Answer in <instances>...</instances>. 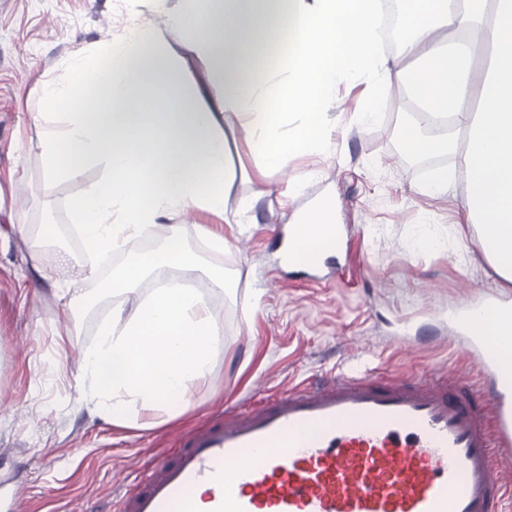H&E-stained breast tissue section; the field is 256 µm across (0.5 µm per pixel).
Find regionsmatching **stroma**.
<instances>
[{"mask_svg": "<svg viewBox=\"0 0 512 512\" xmlns=\"http://www.w3.org/2000/svg\"><path fill=\"white\" fill-rule=\"evenodd\" d=\"M117 15L151 20L156 2L0 0V501L14 503L15 512H84L118 500L178 432L225 407L256 406L339 371L382 380L445 368L467 385L479 382L448 315L512 298V288L502 287L477 248V226L465 221V179L439 195L423 190L457 158L403 154L400 131L419 111L405 86L388 89L377 117L361 123L353 115L363 88L343 83L328 114L327 153L295 156L264 173L249 144L232 149L224 252H209L199 231L216 216L196 209L181 224V241L198 258L190 284L205 285L210 270L224 272L223 286L205 285L220 342L209 381L191 390L189 408L178 415L159 409L146 428L120 427L83 401L71 374L117 299L83 278L68 202L105 169L90 163L77 178L48 180L43 128L31 112L42 85L64 81L76 60L91 58ZM297 176L299 192L281 196ZM325 197L338 204L342 252L315 268L284 265L278 245L290 223ZM421 235L438 238L443 249L412 248ZM35 254L51 279L70 280L72 306L35 286ZM65 331L71 344L63 349Z\"/></svg>", "mask_w": 512, "mask_h": 512, "instance_id": "1", "label": "stroma"}]
</instances>
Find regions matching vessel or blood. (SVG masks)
Returning a JSON list of instances; mask_svg holds the SVG:
<instances>
[{
  "label": "vessel or blood",
  "mask_w": 512,
  "mask_h": 512,
  "mask_svg": "<svg viewBox=\"0 0 512 512\" xmlns=\"http://www.w3.org/2000/svg\"><path fill=\"white\" fill-rule=\"evenodd\" d=\"M485 399L448 372L377 381L345 372L182 434L115 512H504L512 389L476 327Z\"/></svg>",
  "instance_id": "obj_1"
}]
</instances>
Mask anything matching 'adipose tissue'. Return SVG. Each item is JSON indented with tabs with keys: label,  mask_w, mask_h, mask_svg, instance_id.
Returning <instances> with one entry per match:
<instances>
[{
	"label": "adipose tissue",
	"mask_w": 512,
	"mask_h": 512,
	"mask_svg": "<svg viewBox=\"0 0 512 512\" xmlns=\"http://www.w3.org/2000/svg\"><path fill=\"white\" fill-rule=\"evenodd\" d=\"M378 0H184L165 27L144 21L76 61L65 82L44 85L36 119L48 179L72 178L89 163L106 175L70 202L87 254H109L149 225L198 208L224 214L227 137L248 142L264 169L330 147L327 108L342 82L363 81L357 112L371 121L394 84L422 104L402 130L406 153H456L467 176L464 210L477 246L512 284V0H407L401 40L417 54L401 67L377 48ZM462 38L440 44L448 30ZM188 38L222 75L218 95H187V72L165 52V34ZM447 115L450 128H427ZM296 126H289L290 118ZM462 131L465 142L454 134ZM335 200L292 226L289 247L336 236ZM177 233L157 251L128 259L103 281L119 296L112 319L73 374L79 392L116 426L135 425L161 405L186 404L207 383L217 344L202 289L165 279L195 269ZM160 285L147 297L146 277Z\"/></svg>",
	"instance_id": "adipose-tissue-1"
}]
</instances>
